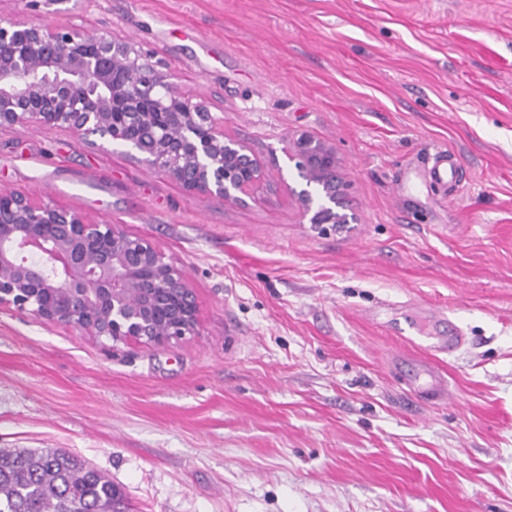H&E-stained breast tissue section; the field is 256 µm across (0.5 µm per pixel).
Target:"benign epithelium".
<instances>
[{
  "label": "benign epithelium",
  "instance_id": "7a95c632",
  "mask_svg": "<svg viewBox=\"0 0 512 512\" xmlns=\"http://www.w3.org/2000/svg\"><path fill=\"white\" fill-rule=\"evenodd\" d=\"M58 126L127 156L194 196L242 200L264 177L249 147L224 137L209 106L133 42L0 16V128ZM306 187L292 191L318 229L355 221L336 148L288 140ZM0 307L106 336L166 344L193 335L198 308L177 263L118 224L23 192H0Z\"/></svg>",
  "mask_w": 512,
  "mask_h": 512
}]
</instances>
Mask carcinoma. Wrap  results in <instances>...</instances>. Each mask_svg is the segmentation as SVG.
Here are the masks:
<instances>
[{
	"label": "carcinoma",
	"mask_w": 512,
	"mask_h": 512,
	"mask_svg": "<svg viewBox=\"0 0 512 512\" xmlns=\"http://www.w3.org/2000/svg\"><path fill=\"white\" fill-rule=\"evenodd\" d=\"M0 512H130V504L68 452L0 448Z\"/></svg>",
	"instance_id": "cac0c4a2"
}]
</instances>
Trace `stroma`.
I'll list each match as a JSON object with an SVG mask.
<instances>
[{
    "mask_svg": "<svg viewBox=\"0 0 512 512\" xmlns=\"http://www.w3.org/2000/svg\"><path fill=\"white\" fill-rule=\"evenodd\" d=\"M131 39L268 172L202 198L58 127L0 128V190L148 239L198 332L0 308V448L72 453L133 512H512V0H0ZM335 146L354 223H303L288 138ZM459 167L434 184L438 152ZM455 331L451 352L439 338ZM426 357L452 397L402 384Z\"/></svg>",
    "mask_w": 512,
    "mask_h": 512,
    "instance_id": "35a3bbf8",
    "label": "stroma"
}]
</instances>
